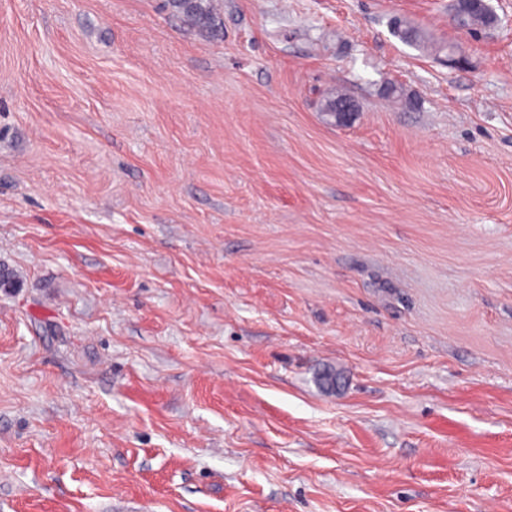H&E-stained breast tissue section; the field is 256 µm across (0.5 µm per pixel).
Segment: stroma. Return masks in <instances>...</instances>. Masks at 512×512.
<instances>
[{"label":"stroma","mask_w":512,"mask_h":512,"mask_svg":"<svg viewBox=\"0 0 512 512\" xmlns=\"http://www.w3.org/2000/svg\"><path fill=\"white\" fill-rule=\"evenodd\" d=\"M490 4L0 0V512H512ZM168 6L196 28L216 36L220 33V0H167ZM475 3L479 6H483L486 10V13L488 15V24L486 15L483 11L475 12L471 10H464L462 12V17L464 20V26L467 28V30H481V29H494L497 28L500 25V20L495 14V12L492 10L491 6L489 5L488 0H474ZM391 29L393 34L406 44L421 46L428 43L423 29L410 22L395 18L391 22Z\"/></svg>","instance_id":"35a3bbf8"}]
</instances>
